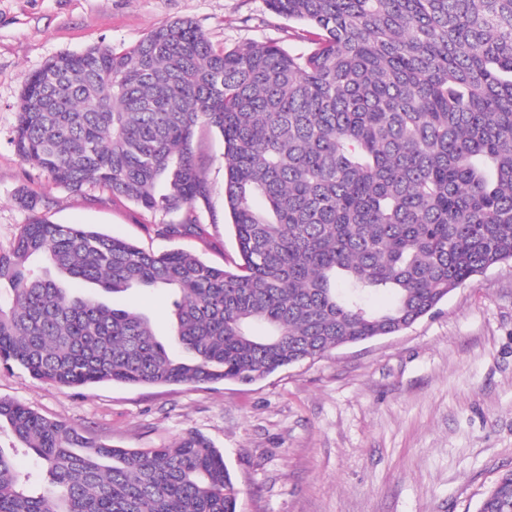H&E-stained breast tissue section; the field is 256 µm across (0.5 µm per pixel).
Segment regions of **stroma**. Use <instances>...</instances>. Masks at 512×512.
Masks as SVG:
<instances>
[{"label":"stroma","mask_w":512,"mask_h":512,"mask_svg":"<svg viewBox=\"0 0 512 512\" xmlns=\"http://www.w3.org/2000/svg\"><path fill=\"white\" fill-rule=\"evenodd\" d=\"M179 18L214 48H303L266 0H0V248L27 220L20 191L59 224H82L156 253L185 249L228 266L236 243L224 208V141L198 130L210 185L198 226L167 238L161 214L99 187L73 192L12 144L25 78L91 46L122 49ZM27 404L120 448L174 445L197 432L220 449L237 512H477L512 470V261L449 293L388 336L342 346L258 382L60 388L0 365V400Z\"/></svg>","instance_id":"1"}]
</instances>
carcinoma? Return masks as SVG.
Segmentation results:
<instances>
[{"instance_id": "1", "label": "carcinoma", "mask_w": 512, "mask_h": 512, "mask_svg": "<svg viewBox=\"0 0 512 512\" xmlns=\"http://www.w3.org/2000/svg\"><path fill=\"white\" fill-rule=\"evenodd\" d=\"M305 45L216 50L177 19L117 50L63 53L24 82L13 144L58 185L97 186L197 225L209 183L197 129L224 140L239 260L156 254L57 224L28 191L0 249V364L62 387L253 383L397 333L512 261V0H267ZM167 288L174 356L143 310L80 292ZM386 291L392 305L366 306ZM49 482L0 448V512H237L223 454L199 433L117 448L0 400ZM477 512H512V471Z\"/></svg>"}]
</instances>
